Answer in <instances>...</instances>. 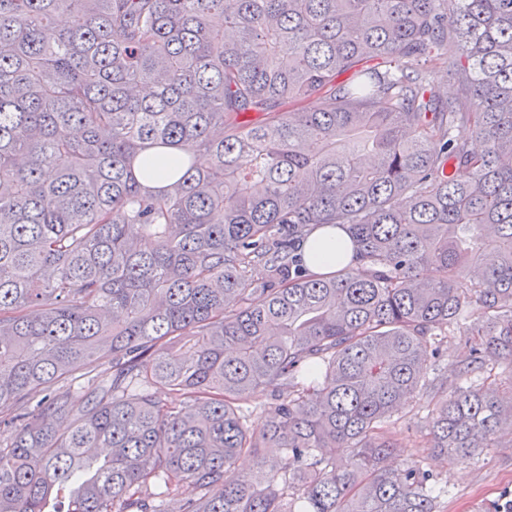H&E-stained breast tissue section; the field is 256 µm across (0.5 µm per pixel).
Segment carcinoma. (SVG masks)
<instances>
[{
  "label": "carcinoma",
  "instance_id": "1",
  "mask_svg": "<svg viewBox=\"0 0 512 512\" xmlns=\"http://www.w3.org/2000/svg\"><path fill=\"white\" fill-rule=\"evenodd\" d=\"M502 361L512 0H0V512H440L392 413L478 457ZM338 246L342 248L337 262ZM301 253L310 272L332 275L342 267L356 265V252L348 235L339 228L318 227L301 243ZM445 348H447L448 357H445L446 360L436 366L437 371H430L428 376L433 378L435 376L434 372L438 374H444L445 372V374H448V383H450L454 382L456 378L457 363L467 356V348L458 337L454 336L448 337V343Z\"/></svg>",
  "mask_w": 512,
  "mask_h": 512
}]
</instances>
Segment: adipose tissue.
Listing matches in <instances>:
<instances>
[{"mask_svg":"<svg viewBox=\"0 0 512 512\" xmlns=\"http://www.w3.org/2000/svg\"><path fill=\"white\" fill-rule=\"evenodd\" d=\"M301 252L310 272L332 275L355 263L356 252L348 235L339 228L319 227L302 242Z\"/></svg>","mask_w":512,"mask_h":512,"instance_id":"obj_1","label":"adipose tissue"}]
</instances>
